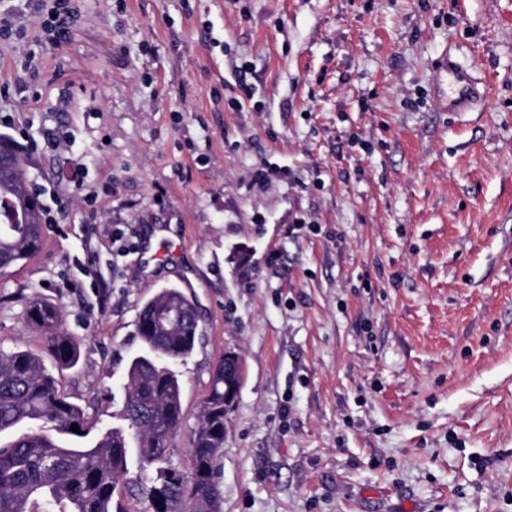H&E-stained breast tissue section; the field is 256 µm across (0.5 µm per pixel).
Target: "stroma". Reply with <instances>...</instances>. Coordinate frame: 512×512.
<instances>
[{"instance_id": "1", "label": "stroma", "mask_w": 512, "mask_h": 512, "mask_svg": "<svg viewBox=\"0 0 512 512\" xmlns=\"http://www.w3.org/2000/svg\"><path fill=\"white\" fill-rule=\"evenodd\" d=\"M39 0L0 40V137L39 190L38 253L0 272V349L45 355L30 297L79 359L90 437L157 291L203 336L175 362L188 471L211 373L238 352L222 512H512V0ZM450 52L485 96L441 111ZM263 185H255L258 174ZM183 227L179 262L120 244ZM137 455L114 512H147ZM40 10L44 17L43 25L47 32L59 33L71 11L70 0H40Z\"/></svg>"}]
</instances>
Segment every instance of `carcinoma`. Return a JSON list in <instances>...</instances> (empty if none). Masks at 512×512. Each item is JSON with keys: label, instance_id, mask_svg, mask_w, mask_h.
Here are the masks:
<instances>
[{"label": "carcinoma", "instance_id": "1", "mask_svg": "<svg viewBox=\"0 0 512 512\" xmlns=\"http://www.w3.org/2000/svg\"><path fill=\"white\" fill-rule=\"evenodd\" d=\"M18 174L0 179V270L35 252L43 214L16 159ZM29 324L46 332L49 356L61 368L77 361V346L60 329L54 305L33 297ZM142 351L128 366L122 413L132 434L106 431L87 442L82 410L57 388L45 361L26 349L0 351V512H112L134 441L143 472L156 477L147 490L158 512H220L217 461L224 450V362L216 366L191 441V468L165 466L167 443L182 420V386L171 363L193 352L199 314L180 288H163L142 307L137 325ZM77 426L78 431L71 430Z\"/></svg>", "mask_w": 512, "mask_h": 512}]
</instances>
